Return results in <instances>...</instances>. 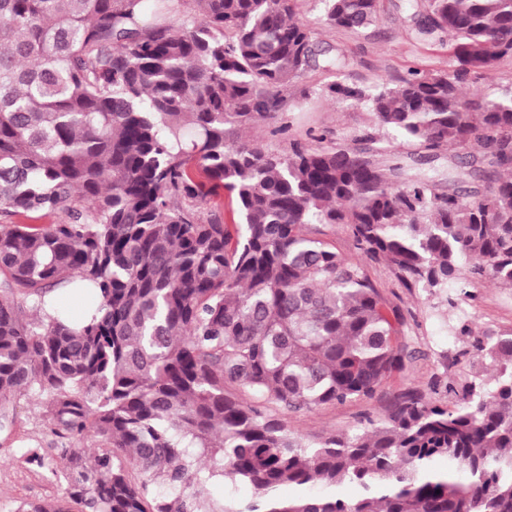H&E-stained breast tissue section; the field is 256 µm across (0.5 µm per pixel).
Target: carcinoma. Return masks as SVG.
I'll return each mask as SVG.
<instances>
[{"instance_id":"obj_1","label":"carcinoma","mask_w":512,"mask_h":512,"mask_svg":"<svg viewBox=\"0 0 512 512\" xmlns=\"http://www.w3.org/2000/svg\"><path fill=\"white\" fill-rule=\"evenodd\" d=\"M324 2L331 29L378 18V0ZM296 3L0 0V216L57 217L0 224V430L15 398H45L56 446L21 458L79 512H512V332L474 339L493 385L452 410L406 391L315 443L269 412L370 398L413 358L365 264L310 225H349L409 288H512V87L466 92L512 57V0H415L448 71L328 86L434 156L476 144L448 154L444 190L386 149L231 139L342 66ZM220 189L240 223L187 206ZM88 437L108 450H73ZM217 481L253 494L214 501Z\"/></svg>"}]
</instances>
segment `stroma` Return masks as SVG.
Wrapping results in <instances>:
<instances>
[{
	"label": "stroma",
	"mask_w": 512,
	"mask_h": 512,
	"mask_svg": "<svg viewBox=\"0 0 512 512\" xmlns=\"http://www.w3.org/2000/svg\"><path fill=\"white\" fill-rule=\"evenodd\" d=\"M412 0H379L377 22L360 31L328 30L323 26V0H299L298 18L315 33L316 41L331 46L345 66L338 71L315 69L281 89L282 104L277 119L240 130L242 141L265 150L284 153L295 142L313 143L316 137L358 145L360 139L391 145L417 172L446 187L448 157L427 159L424 150L404 141L396 132L377 126L366 104L332 99L324 88L339 80L364 87L379 79H397L414 68L447 70L448 37L419 34L410 19ZM367 273L386 304L401 317L398 342L414 352L413 360L392 372L369 399L343 405L322 406L288 416L289 427L308 441L331 432H350L382 418L397 397L415 390L426 398L455 406L449 386L488 380L486 361L466 354L465 337L455 325L466 324L479 335L496 338L512 331V288L485 280L467 288L452 285L442 291L409 288L382 263H371ZM53 437L47 426L46 408L35 393L14 401L13 424L0 431V512H15L24 502L54 503L64 496L65 485L47 469L25 464L20 455L27 448H50Z\"/></svg>",
	"instance_id": "35a3bbf8"
}]
</instances>
